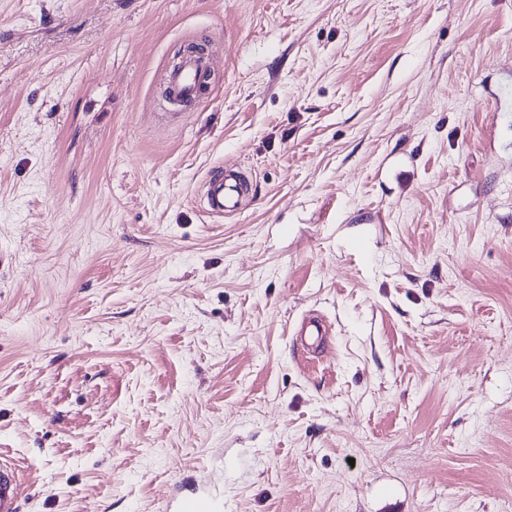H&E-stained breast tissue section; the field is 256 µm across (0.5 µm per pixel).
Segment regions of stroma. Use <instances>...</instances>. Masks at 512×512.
I'll return each mask as SVG.
<instances>
[{"label": "stroma", "mask_w": 512, "mask_h": 512, "mask_svg": "<svg viewBox=\"0 0 512 512\" xmlns=\"http://www.w3.org/2000/svg\"><path fill=\"white\" fill-rule=\"evenodd\" d=\"M507 86L512 0H0L19 512H512ZM210 77V63L203 67L193 58H187L178 70H169L164 76V83L176 94L185 99H196L200 88ZM253 177L238 167L220 166L202 183L200 201L210 217L224 218L240 211L249 197ZM328 327L323 319L318 315H308L303 318L300 324V327L297 332V336H300L301 343L303 348L307 351H315L316 348H313V345L316 340L322 338V336H327ZM313 339V343H308V340Z\"/></svg>", "instance_id": "obj_1"}]
</instances>
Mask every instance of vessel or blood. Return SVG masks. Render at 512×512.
<instances>
[{
	"label": "vessel or blood",
	"instance_id": "b4317fda",
	"mask_svg": "<svg viewBox=\"0 0 512 512\" xmlns=\"http://www.w3.org/2000/svg\"><path fill=\"white\" fill-rule=\"evenodd\" d=\"M210 77L208 68L195 59L184 61L180 69L167 71L164 82L176 94L194 99ZM253 178L238 167L222 166L202 183L200 201L204 212L214 218L236 214L247 200ZM20 489L11 465L0 463V512H19Z\"/></svg>",
	"mask_w": 512,
	"mask_h": 512
}]
</instances>
